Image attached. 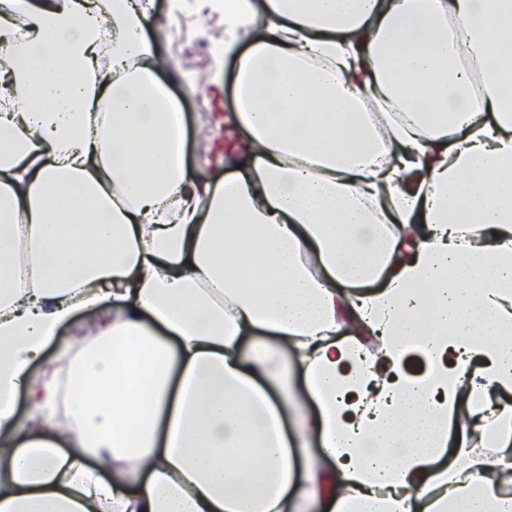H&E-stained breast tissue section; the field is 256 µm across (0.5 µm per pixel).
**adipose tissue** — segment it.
<instances>
[{
    "mask_svg": "<svg viewBox=\"0 0 512 512\" xmlns=\"http://www.w3.org/2000/svg\"><path fill=\"white\" fill-rule=\"evenodd\" d=\"M220 7L204 174L141 0H0V512H512V0ZM105 316L102 314L85 315L80 321L62 330L57 343L51 346L43 357L30 369L33 379L39 380L50 376L61 363L62 354L73 344L85 337L86 333L98 326Z\"/></svg>",
    "mask_w": 512,
    "mask_h": 512,
    "instance_id": "ef3b65f1",
    "label": "adipose tissue"
}]
</instances>
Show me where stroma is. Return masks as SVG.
<instances>
[{
  "label": "stroma",
  "mask_w": 512,
  "mask_h": 512,
  "mask_svg": "<svg viewBox=\"0 0 512 512\" xmlns=\"http://www.w3.org/2000/svg\"><path fill=\"white\" fill-rule=\"evenodd\" d=\"M149 12L145 25L156 53L167 60L168 66L159 75L186 116L188 127L187 154L189 163L213 165L224 158L225 149L241 136L234 124L219 125L216 114L230 115L233 110L232 81L236 61L219 54L198 58L183 55L182 43L173 33L177 12H184L187 40H224V16L201 9L200 0H143ZM102 315L84 316L65 327L57 343L30 369L33 379L50 376L60 365L63 353L98 326Z\"/></svg>",
  "instance_id": "stroma-1"
}]
</instances>
